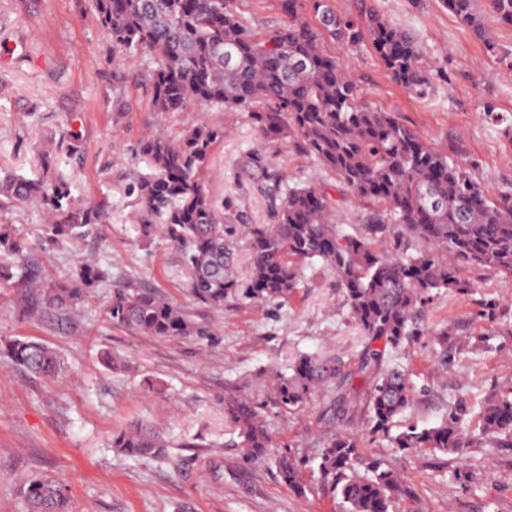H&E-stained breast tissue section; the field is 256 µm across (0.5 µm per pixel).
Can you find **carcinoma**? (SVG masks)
<instances>
[{
  "instance_id": "1",
  "label": "carcinoma",
  "mask_w": 512,
  "mask_h": 512,
  "mask_svg": "<svg viewBox=\"0 0 512 512\" xmlns=\"http://www.w3.org/2000/svg\"><path fill=\"white\" fill-rule=\"evenodd\" d=\"M235 2L90 0L114 52L146 59L154 111L220 106L243 112L263 138L291 142L358 202L374 206L369 236L343 234L324 191L288 185L264 153L252 150L240 165L264 195L272 223L226 231L200 178L224 129L194 128L177 142L156 133L142 143L152 173L137 184L140 236L151 241L159 234L182 252L187 292L197 304L221 310L240 299L282 302L296 288L302 264L319 260L336 277L364 338L352 370L334 356L304 354L288 372L271 371L268 393L225 396L224 418L237 432L241 461L273 466L282 483L305 494V462L275 446L267 411H301L325 390L332 396V418L345 419L357 406L356 377L369 382V432L404 453L425 448L460 456L469 448H512V389L491 396L476 412L459 400L431 426L412 424L392 433L413 403L415 385L403 368L389 364L391 354L418 335L413 319L432 291L473 287L464 268H490L512 284V196L490 198L436 142L378 107L344 62L324 50L322 32L348 47L369 42L388 77L418 99L429 95L442 68L423 62L413 32L389 22L371 0H359L355 17L336 14L329 0H309L313 23L305 16L304 0H278L284 19L267 33L255 31ZM442 2L488 53L499 54L484 15L512 26V0H483L480 7L476 0ZM38 157V178L0 173V197L39 203L48 216L47 240L54 245L85 237L106 222L105 203L75 205L69 181L52 170L50 152ZM403 235L428 249L407 254L397 246L390 251L371 245L377 237ZM242 240L250 265L245 288L236 272ZM30 253L25 238L11 225H0V288L10 289L30 315L73 309L110 278L109 267L79 260L67 279L54 281ZM108 317L152 337L208 341L214 336L176 303L134 282L114 294ZM433 338L442 367L448 363V342L462 348L483 341L462 338L450 326ZM0 358L52 380L66 371L57 351L30 339L1 342ZM111 447L137 459L161 458L168 442L141 421L112 432ZM317 472L322 490L339 494L345 512H394L397 497L405 493L403 477L365 459L359 435L345 430L330 432ZM24 495L27 512H72L67 485L58 479L34 476Z\"/></svg>"
}]
</instances>
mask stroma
I'll return each instance as SVG.
<instances>
[{
	"label": "stroma",
	"mask_w": 512,
	"mask_h": 512,
	"mask_svg": "<svg viewBox=\"0 0 512 512\" xmlns=\"http://www.w3.org/2000/svg\"><path fill=\"white\" fill-rule=\"evenodd\" d=\"M375 5L387 20L412 30L425 58L443 67L428 97L414 99L395 84L369 44L352 49L329 40L326 51L343 59L378 106L463 163L488 196L512 195V69L490 58L442 0ZM146 69L142 62L115 61L86 0H0V168L35 177L37 149H52L75 202L102 201L108 210L106 223L62 248L44 243L38 203L4 204L0 224L13 225L32 243L34 258L52 278L68 277L80 259L111 271L108 282L69 311L28 316L0 290V340L43 342L68 367L48 381L0 364V512H26L24 482L37 473L68 484L73 512H345L322 490L297 494L274 470L237 467L240 450L224 419L225 395L244 393L264 370L286 371L303 354L356 360L361 336L335 277L317 263L304 267L283 304L199 305L186 291L180 251L159 237L139 238L142 204L128 187L150 171L139 150L153 132L176 141L193 128L220 126L224 139L203 184L225 223L241 214L252 224L269 221L263 197L239 166L241 156L260 145L289 184L328 192L342 233L364 234L369 212L291 143H263L245 114L219 107L154 112L143 85ZM69 127L82 135L77 157L59 141ZM464 275L474 289L432 293L415 319L420 336L392 356L426 389L400 426L434 424L457 399L476 408L492 392L512 388V337L490 332L493 322L512 324V288L488 268ZM129 280L209 323L215 342L158 339L109 320L112 295ZM489 300L501 303L492 322L481 315ZM448 323L491 337L466 351L449 347L448 366L438 373L432 333ZM104 349L122 358L124 369H108L100 358ZM147 380L158 384L157 392L140 391ZM328 405L317 394L299 413L269 411L267 426L278 444L316 461L333 428ZM368 420L365 403H358L348 427L361 436L366 456L403 476L410 492L397 499L395 512H512V448H475L462 457L404 453L370 436ZM138 421L161 428L170 443L165 457L132 459L112 450L113 431Z\"/></svg>",
	"instance_id": "obj_1"
}]
</instances>
